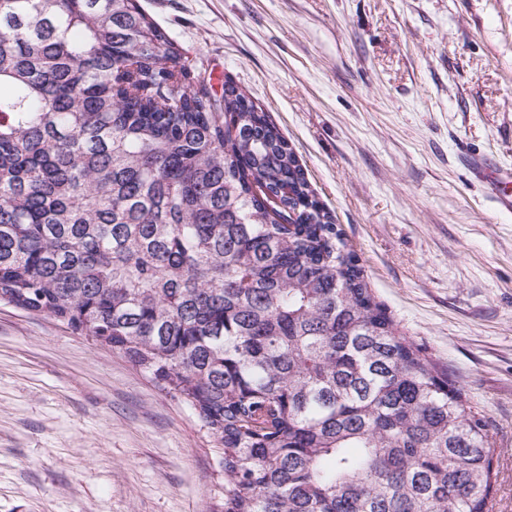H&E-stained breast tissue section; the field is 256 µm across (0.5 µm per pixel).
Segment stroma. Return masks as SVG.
Masks as SVG:
<instances>
[{
    "label": "stroma",
    "mask_w": 512,
    "mask_h": 512,
    "mask_svg": "<svg viewBox=\"0 0 512 512\" xmlns=\"http://www.w3.org/2000/svg\"><path fill=\"white\" fill-rule=\"evenodd\" d=\"M280 130L399 330L459 385L512 512V0H141ZM195 410L118 353L0 301V512H213ZM468 164L478 177L484 179L488 183L493 198L499 207L511 212L512 173L490 167L481 159H472Z\"/></svg>",
    "instance_id": "35a3bbf8"
}]
</instances>
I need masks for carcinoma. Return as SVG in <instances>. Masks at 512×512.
Returning <instances> with one entry per match:
<instances>
[{
	"mask_svg": "<svg viewBox=\"0 0 512 512\" xmlns=\"http://www.w3.org/2000/svg\"><path fill=\"white\" fill-rule=\"evenodd\" d=\"M139 0H0V300L198 414L221 512H488L494 442L288 141Z\"/></svg>",
	"mask_w": 512,
	"mask_h": 512,
	"instance_id": "1",
	"label": "carcinoma"
}]
</instances>
